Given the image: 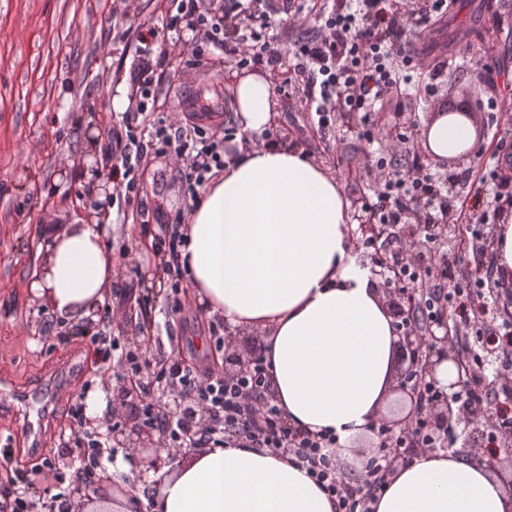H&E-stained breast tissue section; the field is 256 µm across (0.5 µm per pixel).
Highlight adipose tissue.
I'll list each match as a JSON object with an SVG mask.
<instances>
[{"instance_id": "obj_1", "label": "adipose tissue", "mask_w": 512, "mask_h": 512, "mask_svg": "<svg viewBox=\"0 0 512 512\" xmlns=\"http://www.w3.org/2000/svg\"><path fill=\"white\" fill-rule=\"evenodd\" d=\"M239 135L224 169L195 199L181 254L189 286L208 317L265 333L275 402L292 427L339 437L352 458L391 396L400 337L391 308L353 254L349 204L335 176L299 145L262 144L278 102L271 80L233 72ZM476 129L441 112L421 131L434 159L469 153ZM28 286L68 320L104 303L112 285L106 227L57 229ZM153 512H338L290 457L244 442L182 449ZM371 512H512V494L485 462L424 450L397 464Z\"/></svg>"}]
</instances>
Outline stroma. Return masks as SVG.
I'll return each instance as SVG.
<instances>
[{
    "instance_id": "1",
    "label": "stroma",
    "mask_w": 512,
    "mask_h": 512,
    "mask_svg": "<svg viewBox=\"0 0 512 512\" xmlns=\"http://www.w3.org/2000/svg\"><path fill=\"white\" fill-rule=\"evenodd\" d=\"M170 0H0V368L22 389L54 394L45 419L42 447H32L7 401L0 399V485L14 496L50 498L56 482L35 479V471L52 466L62 472L57 456L69 445L76 409L98 388L93 338L109 331L125 348L138 335L142 315L163 350L178 349L199 368L214 370L222 346L210 338L211 320L190 291H181V312H173L157 274L162 259V227L186 215L192 197L172 172L167 155L148 149L134 168L137 204L109 205L106 243L112 250V288L98 305L92 321H65L47 303L34 300L25 283L37 265L42 224L66 227L87 217V190L94 182L91 164L110 172L104 156L109 128L121 126L122 113L112 108L117 84L128 90V111L141 100L134 81L149 69L162 76L154 115L163 123L185 90L220 93L225 106L210 131L223 134L234 119L227 88L232 63L215 50L201 57L172 52L173 43L190 42L185 25L166 27ZM157 28L149 43L136 35ZM417 45L427 47L428 60H450L452 76L431 98L392 94L377 117L414 135L423 120L448 109H472L481 156L444 163L426 158L431 171H470L481 176L483 165H494L500 137L512 125L489 120L475 110L474 94L497 93L504 75L512 76V0H456L446 24L417 31ZM495 60L494 77L478 74L476 59ZM280 114L272 127L277 140L300 144L340 183L349 203H356L385 179L376 166L379 145L361 141L356 133L337 140L319 130L314 113L300 106L297 92L278 96ZM496 227H467L465 218L452 220L440 240L441 250L466 253L456 264L459 278L471 277L476 265L494 258ZM151 240V247L127 255L133 239ZM117 309L115 317L106 312Z\"/></svg>"
}]
</instances>
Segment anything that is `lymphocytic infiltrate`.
Returning a JSON list of instances; mask_svg holds the SVG:
<instances>
[{
	"label": "lymphocytic infiltrate",
	"mask_w": 512,
	"mask_h": 512,
	"mask_svg": "<svg viewBox=\"0 0 512 512\" xmlns=\"http://www.w3.org/2000/svg\"><path fill=\"white\" fill-rule=\"evenodd\" d=\"M201 0H172L176 10L171 23L191 17L202 33L191 52L200 56L209 49L222 50L225 58L241 68L276 67L282 61L293 64V72L302 87L300 102L315 112L319 129L342 124L357 130L360 139L380 142L389 157H402V173L380 183L372 194L362 196L358 219L376 225L375 233L363 235L356 246L372 255L376 265L395 262L390 281L424 313L428 323H436L445 311H452L458 325L468 327L481 322L482 308L478 301L492 291L490 275L477 271L466 284L453 281L454 262L439 249L440 226L448 222L458 204L470 212L471 225L486 223L489 217L512 212V174L492 168L476 182L465 200L449 196L447 186L461 183L462 175L448 173L446 181L428 173L421 156L412 151L409 137L403 132L384 130L371 114L378 102L406 79L407 70L424 71L420 95L432 96L436 87L448 78L447 62L427 69L410 43L412 30L430 27L447 17L449 0H426L422 13L408 19L394 7L395 0H282V10L289 18L302 13L317 17L315 34L303 40H292L291 30L277 24L265 12L253 10L249 0H224V9L216 21H207L199 11ZM249 15L251 27L242 31L241 15ZM138 113L126 117V130H111L108 147L121 163L111 171L113 196L125 205L136 198L133 181V148L136 137L132 131ZM175 130L159 127L154 135L173 157V167L188 190L204 184L212 168L224 164V143L236 135L235 128L224 131L216 139L207 129L195 123L189 112L177 115ZM435 212L433 220L424 223L416 240L394 238L393 231L410 213ZM429 258L442 279L454 287L444 298H436L428 287V272L421 265ZM122 361L132 375L144 376L149 388H171L194 392L202 408L213 413L221 425L218 433L209 435L207 447H228L246 440L259 448L291 457L338 504V512H358L359 492L336 464L338 438L333 434H309L289 426L280 408L267 401L268 366L263 356H256L239 376L226 379L199 371L187 365L179 351H162L152 345L151 336H144L139 349L125 353ZM465 384L455 402L460 413H467L473 404H482L494 411L496 419L487 437L496 443L503 434H512V378L496 386L484 383V363L479 358L466 362ZM421 404L413 418L409 434H390L385 422L376 430L381 438V453L371 459L364 482L370 493L384 491L386 456L401 457L410 442L421 448H432L431 413L440 408L443 395L430 383H419ZM113 424L100 429L75 426L71 435L77 447L83 448L85 477H92L106 455L111 454L109 435Z\"/></svg>",
	"instance_id": "f902f5d3"
}]
</instances>
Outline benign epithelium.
Listing matches in <instances>:
<instances>
[{
    "mask_svg": "<svg viewBox=\"0 0 512 512\" xmlns=\"http://www.w3.org/2000/svg\"><path fill=\"white\" fill-rule=\"evenodd\" d=\"M111 183L112 179L109 176L98 178V184L96 189L92 190L90 199V206L93 209L101 212L112 201ZM386 292L390 297L394 316L403 317L413 314L412 307L405 304L404 298L399 295V292L391 288L386 289ZM439 329L442 330L440 336L433 329L425 336H419L411 330L401 332L400 354L402 361L407 363V367L401 373L400 388L407 392L415 407L419 406L420 399L413 379L419 377L428 379L435 385L439 384L436 378V369L445 361H453L458 372L457 379L448 384V390L454 393L464 384V355L448 349V344L458 342L459 337L448 335V323L446 322L440 325ZM248 365L249 360L233 350H227L224 352V368L221 369V372L222 375L229 376L247 369ZM141 389V384L135 379L126 380L122 382L118 393L113 396L112 400V404L132 410L125 427L128 435L122 439L117 436L112 437L113 447L128 448L132 446L151 449V453L146 457L138 458L136 465L139 466V471L136 480L130 482L128 488L123 490V512H145L144 504L138 496V483L144 481L145 474L148 472L157 474L164 468L173 465L177 458L176 453L168 449L167 430L163 428L151 430L145 427L143 418L134 411L138 402L143 399ZM172 404L175 405L176 411L184 414L186 418L185 431L189 439H195L205 430H219V425L210 412L199 408L192 392L177 394L173 399L170 398L168 392H162L159 397V407L165 410ZM452 414L453 410L448 405L431 414L432 426L445 437L448 436V431L451 428ZM112 503V479L104 471L94 481L93 488L89 492L81 484H73L69 494L63 499L60 512H82L90 504L98 505L99 512H108V506Z\"/></svg>",
    "mask_w": 512,
    "mask_h": 512,
    "instance_id": "obj_1",
    "label": "benign epithelium"
}]
</instances>
